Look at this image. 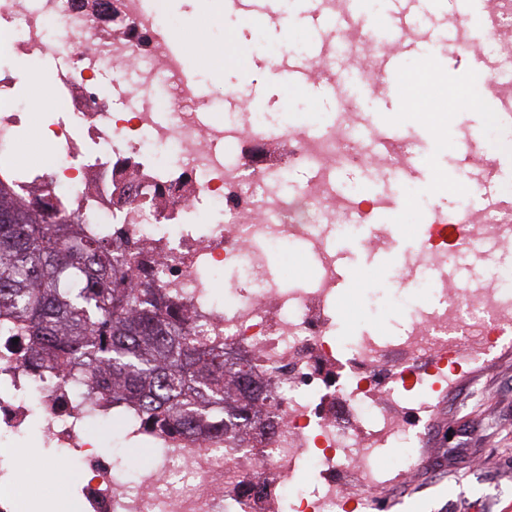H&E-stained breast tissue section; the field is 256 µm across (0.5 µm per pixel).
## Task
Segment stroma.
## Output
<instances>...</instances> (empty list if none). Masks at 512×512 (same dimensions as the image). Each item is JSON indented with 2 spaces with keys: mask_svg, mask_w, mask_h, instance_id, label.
Wrapping results in <instances>:
<instances>
[{
  "mask_svg": "<svg viewBox=\"0 0 512 512\" xmlns=\"http://www.w3.org/2000/svg\"><path fill=\"white\" fill-rule=\"evenodd\" d=\"M168 26L180 30L197 56L189 57L198 80L215 96L209 106L215 121L227 118V96H235L249 111L265 112L283 124L294 121L286 111L289 90L265 81L271 57L288 54L277 28L263 23L243 25L240 15L226 14L224 25L213 28L209 17L218 0H151ZM250 48L240 55L239 45ZM430 59L419 49L400 48L395 34L381 41L382 52H394L401 68L406 93L375 94L366 90L361 101L362 119L378 123L396 117L399 134L410 141L416 172L413 179L387 189L394 206L375 211L372 223L390 225L396 250L418 248L430 226L427 206L455 203L465 174L460 144H478L498 166V184L512 183V152L484 139V117L494 111L495 100L486 93L482 71L474 69L464 54H448L440 42L428 43ZM52 118L48 112L28 115L19 144L25 158L10 155L14 168L51 170L50 145L36 140V130ZM341 247L354 265L373 267L374 283L356 287L336 310L337 335L352 339L364 334L399 335L407 326L409 305L429 303V296L401 284L393 264L385 263V251L372 250L367 231L345 239ZM458 390L447 395L432 420L434 433L425 444L414 473L402 475L395 459L385 462L397 480V491H385L380 501L388 512H512V342L482 359L456 381ZM61 464L64 473L49 490L57 497H71L85 476L70 462H60L53 449L44 447L39 430L29 436L26 456L11 468L21 485L38 477L40 469Z\"/></svg>",
  "mask_w": 512,
  "mask_h": 512,
  "instance_id": "stroma-1",
  "label": "stroma"
}]
</instances>
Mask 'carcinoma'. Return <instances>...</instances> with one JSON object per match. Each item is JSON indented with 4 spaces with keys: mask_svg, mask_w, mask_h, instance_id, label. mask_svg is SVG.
Returning <instances> with one entry per match:
<instances>
[{
    "mask_svg": "<svg viewBox=\"0 0 512 512\" xmlns=\"http://www.w3.org/2000/svg\"><path fill=\"white\" fill-rule=\"evenodd\" d=\"M24 336L32 362L90 384L159 430L224 432L229 381L224 348L179 328L155 301L147 272L112 266V246L73 224L50 221L0 181V329Z\"/></svg>",
    "mask_w": 512,
    "mask_h": 512,
    "instance_id": "obj_1",
    "label": "carcinoma"
}]
</instances>
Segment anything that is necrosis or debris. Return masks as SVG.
I'll use <instances>...</instances> for the list:
<instances>
[{"instance_id": "1", "label": "necrosis or debris", "mask_w": 512, "mask_h": 512, "mask_svg": "<svg viewBox=\"0 0 512 512\" xmlns=\"http://www.w3.org/2000/svg\"><path fill=\"white\" fill-rule=\"evenodd\" d=\"M336 21L312 70L334 77L336 61H370L369 79L383 91V68L371 23L358 18L356 0H316ZM165 22L147 0H0V58L50 53L66 58L54 74L63 101L47 128L56 156L50 173L5 170L28 205L83 223L106 238L120 259L147 268L193 333L222 344L224 358L251 369L259 412L236 425L228 443L213 432L163 434L137 418L122 420L118 447L144 445L136 480L117 477L114 459L98 454L95 431L111 412L84 399L85 387L58 383L26 362L27 344L0 336V458L19 456L32 425L46 443L66 451L87 478L73 512H367L390 485L380 462L399 453L413 468L426 422L463 366L481 360L512 328V268L483 284L477 295L452 291L430 276L462 253L491 258L490 242H512V185L503 206L480 224L462 211L433 210L434 232L420 245L413 269L400 280L426 287L429 305L410 311L396 339L364 335L338 345L336 237L365 227L374 246L390 248L387 226L371 223L384 197H363L336 183L339 169L361 164L371 142L358 131L337 134L326 121L288 128L265 113L209 121L206 98L185 90L181 62L157 32ZM136 73L127 84L129 110L114 111L97 75ZM485 84L498 103L486 121L501 131L512 114V82L496 54L485 57ZM21 79L0 72V148L16 144L26 114L17 97ZM163 84L165 97L149 94ZM288 144L285 161L254 154L237 161L228 150L241 139ZM312 177L287 201L280 185L288 168ZM302 247L313 276L286 287L270 264L274 249ZM227 275L223 299L210 280Z\"/></svg>"}]
</instances>
